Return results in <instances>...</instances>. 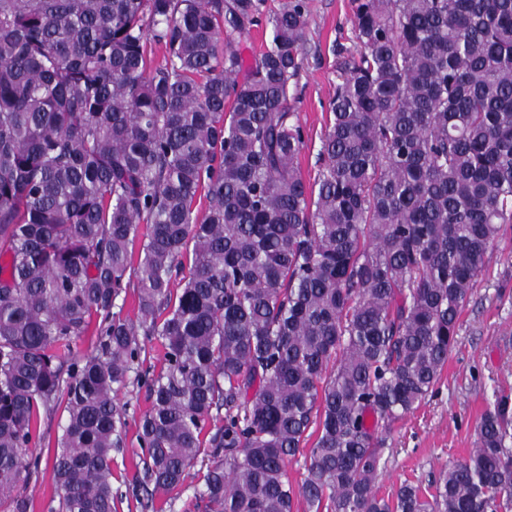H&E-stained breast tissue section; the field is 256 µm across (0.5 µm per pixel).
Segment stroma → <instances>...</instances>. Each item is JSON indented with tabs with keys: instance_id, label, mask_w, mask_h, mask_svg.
Returning <instances> with one entry per match:
<instances>
[{
	"instance_id": "obj_1",
	"label": "stroma",
	"mask_w": 512,
	"mask_h": 512,
	"mask_svg": "<svg viewBox=\"0 0 512 512\" xmlns=\"http://www.w3.org/2000/svg\"><path fill=\"white\" fill-rule=\"evenodd\" d=\"M308 28L301 69L291 105L303 129L298 158L307 183L322 167L320 141L332 115L329 102L339 81L337 47L354 52L353 0H306ZM512 397V224L504 225L488 252L486 267L459 317L457 342L434 391L410 415L395 420L380 462V494H394L402 483L431 492L448 464L467 458L477 442V425L500 395ZM120 398L130 405L122 448L112 453L113 512H145L133 493L142 476L137 453V421L148 408L145 390L131 386ZM65 420L63 411L43 419V437L32 453L40 468L22 488L31 512H47L55 498L51 463L55 441Z\"/></svg>"
}]
</instances>
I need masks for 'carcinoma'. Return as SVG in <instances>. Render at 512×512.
Returning <instances> with one entry per match:
<instances>
[{
	"mask_svg": "<svg viewBox=\"0 0 512 512\" xmlns=\"http://www.w3.org/2000/svg\"><path fill=\"white\" fill-rule=\"evenodd\" d=\"M262 5L0 0L4 512H29L15 491L61 405L48 512H112L131 384L150 397L147 507L202 457L205 512L512 508L506 397L435 492L376 487L380 423L433 391L512 224V0H354L360 50L341 63L316 190L290 104L306 3ZM129 291L133 319L114 311ZM313 426L295 487L287 464Z\"/></svg>",
	"mask_w": 512,
	"mask_h": 512,
	"instance_id": "carcinoma-1",
	"label": "carcinoma"
}]
</instances>
